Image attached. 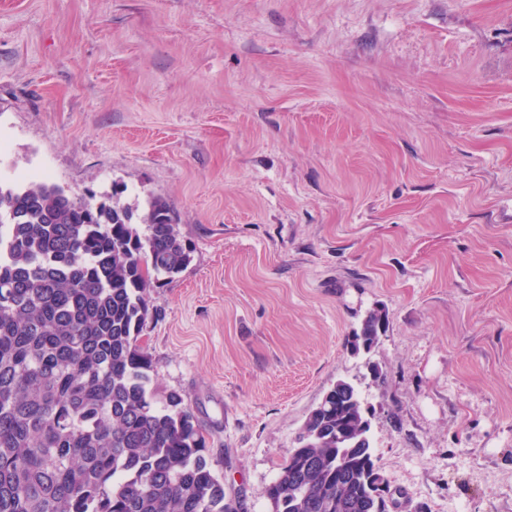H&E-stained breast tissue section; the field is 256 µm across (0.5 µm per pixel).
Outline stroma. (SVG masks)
I'll use <instances>...</instances> for the list:
<instances>
[{
    "label": "stroma",
    "mask_w": 512,
    "mask_h": 512,
    "mask_svg": "<svg viewBox=\"0 0 512 512\" xmlns=\"http://www.w3.org/2000/svg\"><path fill=\"white\" fill-rule=\"evenodd\" d=\"M0 137L176 210L142 343L244 512L340 379L390 512H512V0H0ZM385 316L379 310L370 311L364 318L361 327L348 340L353 351L361 348L370 351L379 340L378 331L383 325Z\"/></svg>",
    "instance_id": "35a3bbf8"
}]
</instances>
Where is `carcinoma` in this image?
<instances>
[{"label":"carcinoma","mask_w":512,"mask_h":512,"mask_svg":"<svg viewBox=\"0 0 512 512\" xmlns=\"http://www.w3.org/2000/svg\"><path fill=\"white\" fill-rule=\"evenodd\" d=\"M1 210L0 512H242L187 396L157 402L140 343L150 289L193 261L174 208L137 216L115 191L96 208L36 181L0 186ZM384 319L369 312L351 349L371 350ZM366 430L337 382L280 464L272 512H389Z\"/></svg>","instance_id":"obj_1"}]
</instances>
